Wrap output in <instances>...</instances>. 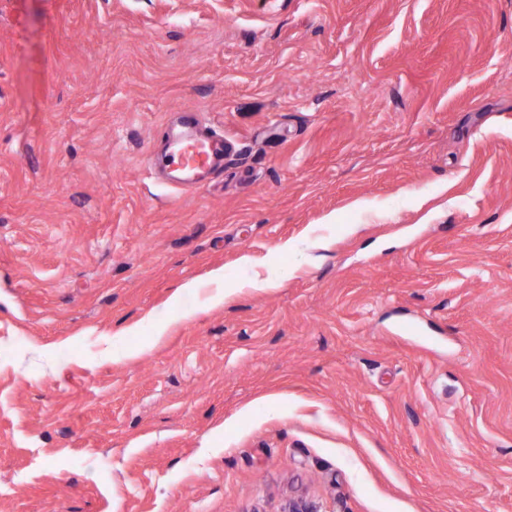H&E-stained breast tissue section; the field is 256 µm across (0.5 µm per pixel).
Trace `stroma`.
Wrapping results in <instances>:
<instances>
[{
	"label": "stroma",
	"mask_w": 512,
	"mask_h": 512,
	"mask_svg": "<svg viewBox=\"0 0 512 512\" xmlns=\"http://www.w3.org/2000/svg\"><path fill=\"white\" fill-rule=\"evenodd\" d=\"M296 498L512 512V0H0V512ZM224 157V137L199 131L176 140L168 155V163L175 165L186 179L199 171L211 168Z\"/></svg>",
	"instance_id": "obj_1"
}]
</instances>
